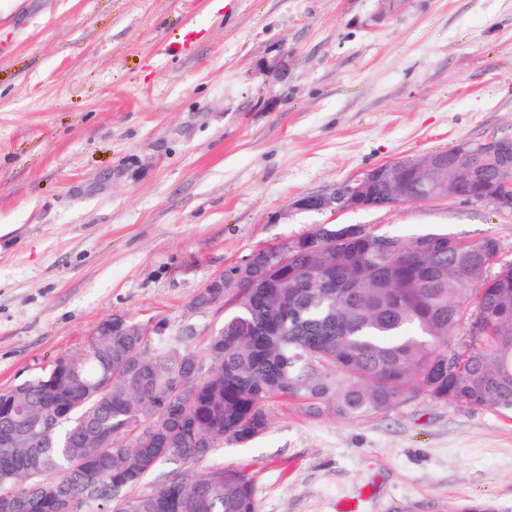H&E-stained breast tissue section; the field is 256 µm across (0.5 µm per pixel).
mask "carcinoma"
Listing matches in <instances>:
<instances>
[{
    "instance_id": "cac0c4a2",
    "label": "carcinoma",
    "mask_w": 512,
    "mask_h": 512,
    "mask_svg": "<svg viewBox=\"0 0 512 512\" xmlns=\"http://www.w3.org/2000/svg\"><path fill=\"white\" fill-rule=\"evenodd\" d=\"M288 271L240 289L205 353L193 337L112 330L57 368V382L0 391V512H257L250 474L197 471L268 426L265 401L306 395L347 418L412 388L446 403L512 408V262L496 239L364 231L293 242ZM336 280L313 288L314 278ZM486 327L469 336L470 319ZM334 370L333 387L317 369ZM178 460L179 476L142 487Z\"/></svg>"
}]
</instances>
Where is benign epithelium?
I'll return each mask as SVG.
<instances>
[{"label": "benign epithelium", "mask_w": 512, "mask_h": 512, "mask_svg": "<svg viewBox=\"0 0 512 512\" xmlns=\"http://www.w3.org/2000/svg\"><path fill=\"white\" fill-rule=\"evenodd\" d=\"M478 151L487 160L498 167L503 174L499 186L492 192L475 197L466 190L470 184L480 181V173L471 166H465V178L459 182H448V158L432 153L429 156V167L432 175H426L419 160L401 164L379 165L362 177L339 185L330 193L308 195L298 199L294 206L308 211H344L371 206H388L407 199L410 182H420L434 189L442 187L446 194L438 195L430 192L431 199L448 197H466L478 199L492 205L500 212H512V141L509 139H493L479 144ZM288 244L281 242L271 247V251L263 254L264 262L258 264L254 256L247 257L238 265L236 275L228 277L219 275L207 284V290L199 293L193 303L195 308H209L224 304V289L241 288L248 281H254L262 268L275 263L280 268L288 269ZM123 330L133 336L150 335V325L142 324L130 317L118 319Z\"/></svg>", "instance_id": "obj_1"}]
</instances>
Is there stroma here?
I'll use <instances>...</instances> for the list:
<instances>
[{
	"label": "stroma",
	"mask_w": 512,
	"mask_h": 512,
	"mask_svg": "<svg viewBox=\"0 0 512 512\" xmlns=\"http://www.w3.org/2000/svg\"><path fill=\"white\" fill-rule=\"evenodd\" d=\"M512 139V0H16L0 14V390L83 351L115 313L194 336L215 276L322 224L498 241L463 197L295 208L385 163ZM209 462L257 512H512V409L409 390L343 418L275 398Z\"/></svg>",
	"instance_id": "stroma-1"
}]
</instances>
